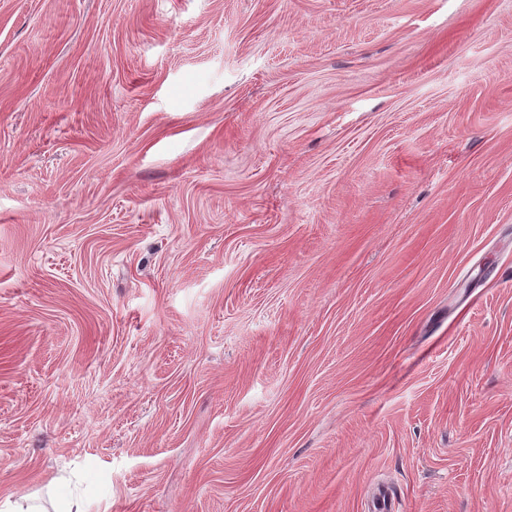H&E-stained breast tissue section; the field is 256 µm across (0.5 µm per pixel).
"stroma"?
Returning a JSON list of instances; mask_svg holds the SVG:
<instances>
[{
    "label": "stroma",
    "instance_id": "35a3bbf8",
    "mask_svg": "<svg viewBox=\"0 0 512 512\" xmlns=\"http://www.w3.org/2000/svg\"><path fill=\"white\" fill-rule=\"evenodd\" d=\"M512 512V0H0V500Z\"/></svg>",
    "mask_w": 512,
    "mask_h": 512
}]
</instances>
